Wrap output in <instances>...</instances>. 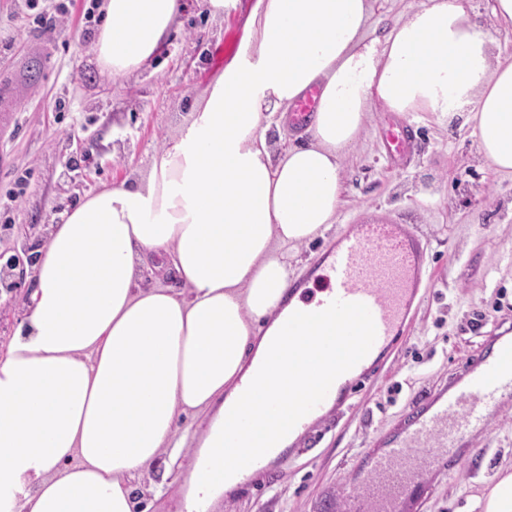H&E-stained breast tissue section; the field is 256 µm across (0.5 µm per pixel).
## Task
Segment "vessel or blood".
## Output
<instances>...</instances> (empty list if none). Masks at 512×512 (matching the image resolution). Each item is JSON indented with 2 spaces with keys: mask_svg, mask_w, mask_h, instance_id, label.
Instances as JSON below:
<instances>
[{
  "mask_svg": "<svg viewBox=\"0 0 512 512\" xmlns=\"http://www.w3.org/2000/svg\"><path fill=\"white\" fill-rule=\"evenodd\" d=\"M417 138L403 123L391 125L384 146L388 159L408 160ZM430 276L426 248L412 225L371 221L339 235L318 257L312 286L300 307L289 308L288 325L298 328L310 311L334 317V339L349 355L322 383L303 394L288 431L306 435L332 410L342 409L382 367L406 336ZM512 399V333L489 337L480 354L468 357L446 388L414 407L393 432L359 457L363 477L343 494L342 512H420L428 488L418 470L426 456L439 473L466 456L471 438L485 431L495 409ZM281 449L260 439L237 484L267 471Z\"/></svg>",
  "mask_w": 512,
  "mask_h": 512,
  "instance_id": "1",
  "label": "vessel or blood"
}]
</instances>
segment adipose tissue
I'll use <instances>...</instances> for the list:
<instances>
[{
    "instance_id": "adipose-tissue-1",
    "label": "adipose tissue",
    "mask_w": 512,
    "mask_h": 512,
    "mask_svg": "<svg viewBox=\"0 0 512 512\" xmlns=\"http://www.w3.org/2000/svg\"><path fill=\"white\" fill-rule=\"evenodd\" d=\"M179 0H103L93 51L105 72L147 64ZM371 0H256L242 55L199 94L191 119L146 175L103 186L52 225L36 289L0 352V512H137L132 482L181 452L180 417L207 429L191 461L186 512L224 493V474L259 437L288 443L302 391L341 348L319 351L323 318L288 328L295 270L285 249L335 224L342 160L374 104L466 113L494 172L512 175V59L493 55L463 0H420L366 36ZM306 144L272 153L267 132L311 88ZM165 259L181 290L143 283ZM269 368L249 405L255 431L222 430L239 382ZM276 400V417L260 411Z\"/></svg>"
}]
</instances>
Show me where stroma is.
Returning a JSON list of instances; mask_svg holds the SVG:
<instances>
[{
    "label": "stroma",
    "mask_w": 512,
    "mask_h": 512,
    "mask_svg": "<svg viewBox=\"0 0 512 512\" xmlns=\"http://www.w3.org/2000/svg\"><path fill=\"white\" fill-rule=\"evenodd\" d=\"M100 3L42 0L48 22L39 27L16 0H0V39L15 41L0 55V92L13 94L20 107L15 121L0 128V249L19 255L27 272L19 290L0 287V338L12 337L25 312L50 226L102 184L147 170L190 120L196 93L235 60L256 0H226L218 17L197 0H183V25L152 67L115 80L102 74L92 51L100 17L83 20ZM388 117L383 106L371 107L343 164L332 230L288 257L295 266L311 264L354 224L413 225L428 247L431 275L410 332L345 415L328 414L290 458L225 493L212 512H321L329 491L355 489L353 466L365 448L446 387L491 333L512 327V176L487 167L463 113H407L418 132L416 155L390 163L383 144ZM18 187L21 197L11 200ZM470 446L460 464L432 477L421 512H468L473 498L512 471V403L495 411ZM187 479L179 465L161 461L136 481V494L150 502L149 512H180Z\"/></svg>",
    "instance_id": "obj_1"
}]
</instances>
